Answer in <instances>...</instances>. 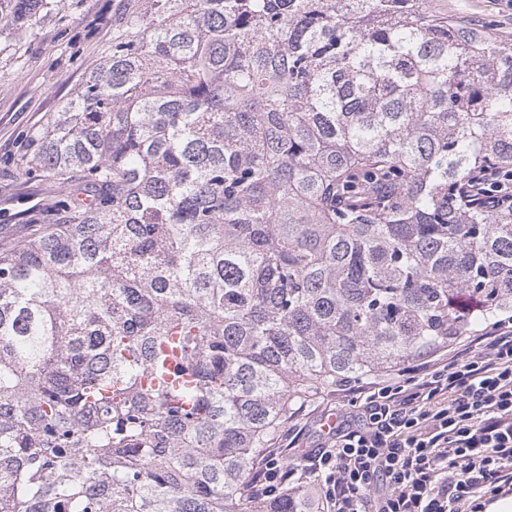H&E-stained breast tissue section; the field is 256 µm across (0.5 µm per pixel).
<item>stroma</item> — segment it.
Instances as JSON below:
<instances>
[{"instance_id":"obj_1","label":"stroma","mask_w":512,"mask_h":512,"mask_svg":"<svg viewBox=\"0 0 512 512\" xmlns=\"http://www.w3.org/2000/svg\"><path fill=\"white\" fill-rule=\"evenodd\" d=\"M143 0H63L33 24L0 32V244L13 245L31 222L59 213L62 201L81 197L77 185L60 187L20 171L30 137L75 97L112 51V42L140 12ZM435 10L469 20L487 32L512 34V0H434ZM353 395L336 387L294 406L275 446L287 463L328 439L322 422L349 414ZM296 440H289V429Z\"/></svg>"}]
</instances>
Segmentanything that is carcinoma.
<instances>
[{"label": "carcinoma", "instance_id": "cac0c4a2", "mask_svg": "<svg viewBox=\"0 0 512 512\" xmlns=\"http://www.w3.org/2000/svg\"><path fill=\"white\" fill-rule=\"evenodd\" d=\"M426 2L144 0L31 139L89 202L0 247V512H308L250 482L296 402L512 313V37Z\"/></svg>", "mask_w": 512, "mask_h": 512}]
</instances>
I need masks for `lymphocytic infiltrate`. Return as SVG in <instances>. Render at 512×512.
Instances as JSON below:
<instances>
[{"instance_id":"lymphocytic-infiltrate-1","label":"lymphocytic infiltrate","mask_w":512,"mask_h":512,"mask_svg":"<svg viewBox=\"0 0 512 512\" xmlns=\"http://www.w3.org/2000/svg\"><path fill=\"white\" fill-rule=\"evenodd\" d=\"M358 393L361 420L338 423L304 465L269 457L253 481L259 497L303 484L321 512H468L512 480V318Z\"/></svg>"}]
</instances>
